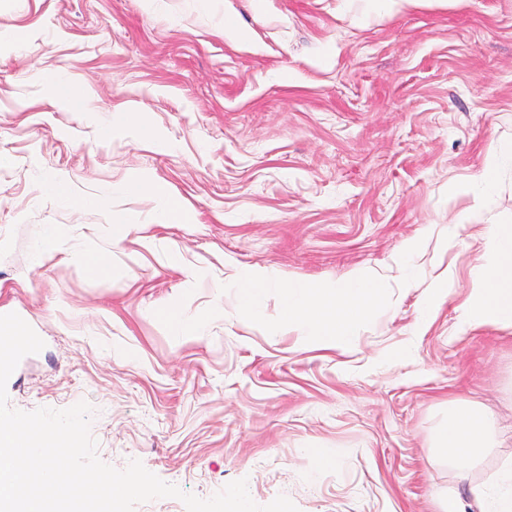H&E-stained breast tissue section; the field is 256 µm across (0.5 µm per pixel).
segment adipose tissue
<instances>
[{"label":"adipose tissue","mask_w":512,"mask_h":512,"mask_svg":"<svg viewBox=\"0 0 512 512\" xmlns=\"http://www.w3.org/2000/svg\"><path fill=\"white\" fill-rule=\"evenodd\" d=\"M488 242L493 256L490 271L497 277L494 297L476 294L467 310L471 320L512 322V278L502 276L512 265V226L494 227ZM383 299L382 289L365 279L331 287L296 284L281 291L282 321L305 328L309 335L336 344L350 342L363 317ZM488 428L484 413L474 407L453 411L442 429L440 447L461 467H469L480 450Z\"/></svg>","instance_id":"ef3b65f1"}]
</instances>
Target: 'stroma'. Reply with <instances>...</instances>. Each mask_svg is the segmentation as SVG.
I'll use <instances>...</instances> for the list:
<instances>
[{"mask_svg": "<svg viewBox=\"0 0 512 512\" xmlns=\"http://www.w3.org/2000/svg\"><path fill=\"white\" fill-rule=\"evenodd\" d=\"M133 177L185 222L122 193ZM116 210L134 221L120 240ZM496 224L512 225V0H0V315L45 343L9 403L89 402L115 468L140 460L201 498L244 478L256 504L299 512H443L451 496L479 512L470 488L512 441L463 474L437 436L459 402L512 428V323H462L494 293ZM49 225L58 245L35 261ZM255 269L275 284L259 319L239 300ZM360 277L384 301L350 343L281 321L282 288ZM168 310L201 332L173 333ZM313 448L333 463L314 468ZM52 90L56 98L77 112L86 111L89 108V99L80 95L67 82L52 83ZM125 190L129 195L147 193L152 196L157 205L156 214L160 223H181L184 220L182 206L160 186L139 179H129L125 183Z\"/></svg>", "mask_w": 512, "mask_h": 512, "instance_id": "1", "label": "stroma"}]
</instances>
